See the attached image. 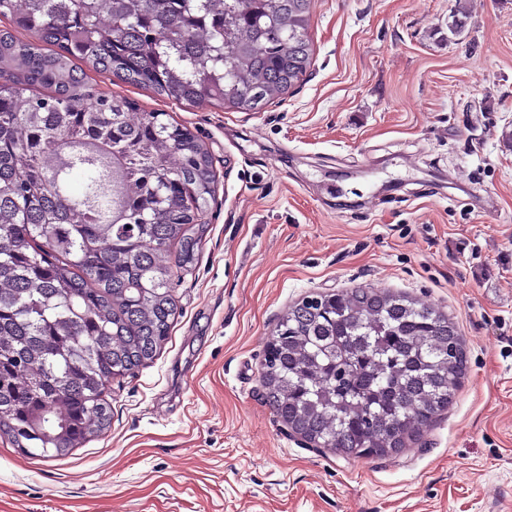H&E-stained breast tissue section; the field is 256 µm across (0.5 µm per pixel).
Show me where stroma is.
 Segmentation results:
<instances>
[{"instance_id": "obj_1", "label": "stroma", "mask_w": 512, "mask_h": 512, "mask_svg": "<svg viewBox=\"0 0 512 512\" xmlns=\"http://www.w3.org/2000/svg\"><path fill=\"white\" fill-rule=\"evenodd\" d=\"M309 38L304 80L258 112L93 74L187 126L218 185L109 430L62 460L1 437L0 512H512V0H311ZM360 286L466 340L453 404L385 458L305 443L260 381L291 304Z\"/></svg>"}]
</instances>
